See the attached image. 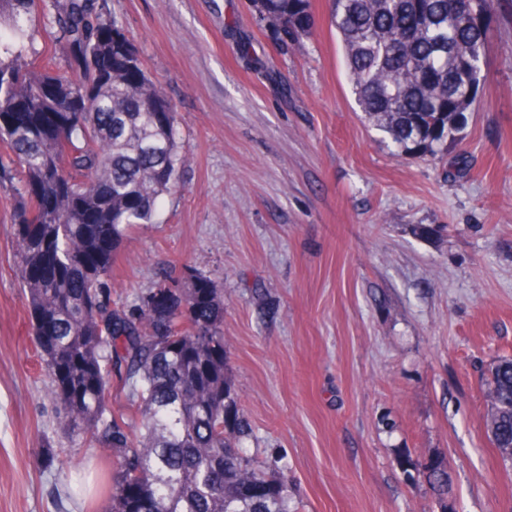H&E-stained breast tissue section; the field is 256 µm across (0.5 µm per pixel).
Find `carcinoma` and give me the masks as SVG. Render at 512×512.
<instances>
[{
	"label": "carcinoma",
	"mask_w": 512,
	"mask_h": 512,
	"mask_svg": "<svg viewBox=\"0 0 512 512\" xmlns=\"http://www.w3.org/2000/svg\"><path fill=\"white\" fill-rule=\"evenodd\" d=\"M251 2L281 47L313 33L310 0ZM332 3L365 121L400 157L447 154L484 81L492 0ZM38 26L63 70L39 63ZM0 144L18 179L16 258L48 392L61 428L115 458L107 512H291L287 478L243 449L252 425L225 372L221 289L188 266L182 287L163 276L112 298L117 250L155 222L184 157L175 104L105 0H0ZM26 182L58 208L40 213ZM484 397L491 444L512 465L511 355L490 362ZM423 478L448 512L445 466Z\"/></svg>",
	"instance_id": "obj_1"
}]
</instances>
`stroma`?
Instances as JSON below:
<instances>
[{
    "instance_id": "obj_1",
    "label": "stroma",
    "mask_w": 512,
    "mask_h": 512,
    "mask_svg": "<svg viewBox=\"0 0 512 512\" xmlns=\"http://www.w3.org/2000/svg\"><path fill=\"white\" fill-rule=\"evenodd\" d=\"M302 46L274 45L249 0H106L176 106L186 162L155 223L112 266L132 300L192 266L224 290L227 368L298 512H512V467L483 421L484 372L512 355V0H494L461 146L393 155L356 112L329 0ZM262 67L243 60L241 43ZM0 181V512H106L68 493L111 463L65 433L47 392ZM423 478L440 500L442 512H448L451 479L445 466L442 464L427 466L423 472Z\"/></svg>"
}]
</instances>
